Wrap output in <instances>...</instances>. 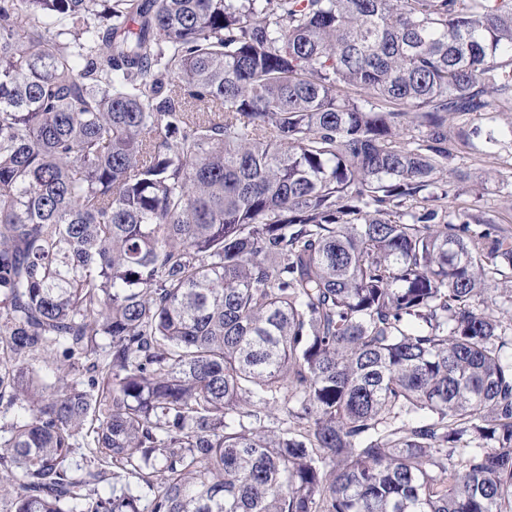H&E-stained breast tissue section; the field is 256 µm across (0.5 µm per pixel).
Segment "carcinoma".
<instances>
[{
	"instance_id": "cac0c4a2",
	"label": "carcinoma",
	"mask_w": 512,
	"mask_h": 512,
	"mask_svg": "<svg viewBox=\"0 0 512 512\" xmlns=\"http://www.w3.org/2000/svg\"><path fill=\"white\" fill-rule=\"evenodd\" d=\"M499 112L512 0H0V512H512ZM512 150L505 148L493 157L483 155L465 154V158H458L457 163L467 167L474 175H481L484 171H493L495 177L489 182L481 183L480 180L471 186L470 196L464 195L451 205L457 206L464 202L478 200V204L486 210L496 214L502 224L499 227L512 240ZM477 194V196H475ZM512 279L497 280L490 285L489 295L496 301L494 315L501 320L503 327H507L506 336H512V326H510V319H512Z\"/></svg>"
}]
</instances>
